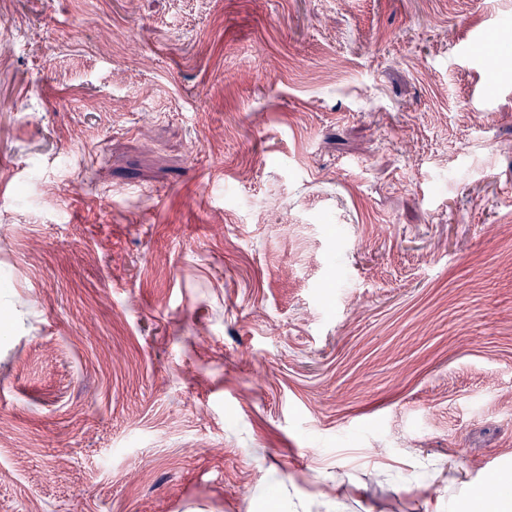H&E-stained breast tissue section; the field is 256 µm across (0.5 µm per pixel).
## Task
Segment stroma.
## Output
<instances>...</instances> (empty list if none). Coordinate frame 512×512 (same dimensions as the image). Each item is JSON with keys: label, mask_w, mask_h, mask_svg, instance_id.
<instances>
[{"label": "stroma", "mask_w": 512, "mask_h": 512, "mask_svg": "<svg viewBox=\"0 0 512 512\" xmlns=\"http://www.w3.org/2000/svg\"><path fill=\"white\" fill-rule=\"evenodd\" d=\"M512 0H0V512H422L512 472Z\"/></svg>", "instance_id": "obj_1"}]
</instances>
